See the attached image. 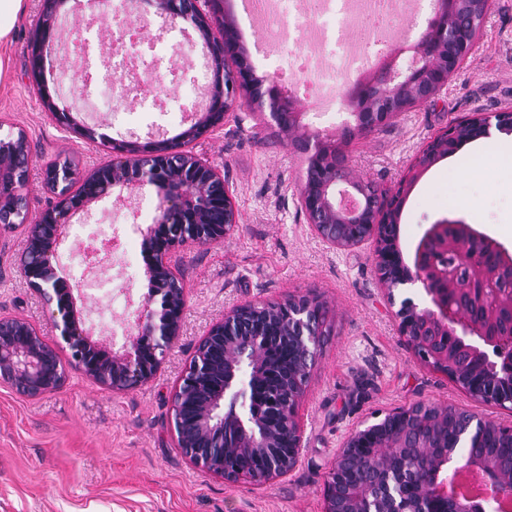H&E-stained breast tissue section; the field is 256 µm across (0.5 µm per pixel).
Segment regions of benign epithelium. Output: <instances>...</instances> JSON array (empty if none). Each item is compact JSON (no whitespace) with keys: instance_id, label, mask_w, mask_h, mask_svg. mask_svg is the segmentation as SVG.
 I'll use <instances>...</instances> for the list:
<instances>
[{"instance_id":"1","label":"benign epithelium","mask_w":512,"mask_h":512,"mask_svg":"<svg viewBox=\"0 0 512 512\" xmlns=\"http://www.w3.org/2000/svg\"><path fill=\"white\" fill-rule=\"evenodd\" d=\"M63 0H44L42 19L30 39V77L46 93V105L56 122L91 140L112 146V138L78 124L73 109L49 95L44 82V55ZM493 0H433L432 15L415 40H404L355 80L346 90L349 118L341 138L377 130L396 120L412 105L434 99L474 52L482 23ZM142 19L154 13L166 22L178 20L207 33L202 57L215 73H223L224 58L236 55L234 72L226 75L224 91L210 93L208 104L190 109L189 127L178 136L144 144L126 141L114 150L136 149V158L114 160L85 174L52 169L46 179L55 201L38 218L36 234L19 259L21 273L47 304H56L50 323L70 351L63 362L56 348L27 321L0 317V383L35 398L58 388L67 368L83 372L114 392L142 386L156 375L161 356L179 336L185 305L180 281L181 253L193 246L224 239L237 223V210L224 174L191 152L173 147L197 139L224 121L225 113L243 99L262 104L271 120L288 135L290 145L306 157L299 189L300 209L307 223L327 245L349 250L373 245L378 280L384 296L405 284L420 288L425 303L406 298L397 312L399 331L414 356L452 380L480 403L512 410V292L494 282L512 274V252L476 224L446 218L428 225L405 262L398 246L399 219L404 202L420 177L438 161L452 156L467 142L491 135V128L512 131V106L496 112H475L448 125L416 156L407 175L390 191L361 177L348 164L336 132L314 129L297 98L276 78L257 76L239 45L234 25L224 21L218 33L212 22L224 13V0H134ZM81 179L80 195L70 182ZM27 174L0 161V206L23 196ZM156 188V226L144 232L153 252L147 267L151 294L133 311L123 343L110 351L93 339V330L65 284L59 246L68 238L72 218L106 197L117 203ZM458 249L470 276L463 284L448 279V247ZM161 297V311L152 308ZM324 306L315 298L286 302H249L224 313L197 344L172 397L171 422L175 446L195 467L227 482L262 483L287 476L295 468L301 447L300 400L317 353ZM288 324L290 339L304 365L288 369L285 394L251 400V392L269 366L268 354L280 341L270 325ZM220 351L223 373L215 376L211 354ZM468 368L459 369V356ZM453 408L417 402L389 412L376 423L358 427L337 451L325 479L324 512H482L484 504L512 500V470L503 469L495 450L483 447L491 436L512 443V425L465 412L447 444L448 413ZM402 422L370 449L349 460L350 449L364 447L372 432L391 418ZM248 455L256 465L231 463L228 451ZM459 469L476 474L486 487L479 503L448 493V478ZM421 481L416 498L405 494L408 481Z\"/></svg>"}]
</instances>
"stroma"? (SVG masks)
Instances as JSON below:
<instances>
[{
	"label": "stroma",
	"mask_w": 512,
	"mask_h": 512,
	"mask_svg": "<svg viewBox=\"0 0 512 512\" xmlns=\"http://www.w3.org/2000/svg\"><path fill=\"white\" fill-rule=\"evenodd\" d=\"M41 0H25L0 79V137L24 131L30 145L25 190L31 216L52 202L43 184L50 161L73 159L78 168L103 166L108 149L57 124L29 75L28 45ZM432 13V0H404L386 20L395 39L417 38ZM101 19L66 0L45 60L49 85L60 86L81 122H103L113 139L174 137L202 84L199 69L162 77L151 99L91 108L99 91L84 86L81 44H98ZM512 105V0H496L475 52L435 99L413 105L390 125L355 137L344 150L363 177L393 188L426 143L449 123L474 112ZM224 173L238 222L223 242L189 249L181 266L185 306L181 333L156 377L140 388L115 393L77 371L57 390L36 398L0 383V512H323V484L337 450L356 426L382 419L417 401L453 405L508 425L512 410L474 401L449 378L422 365L399 332L394 306L384 298L371 244L336 250L323 243L300 210L298 187L305 157L272 126L268 115L241 105L224 123L185 145ZM156 190L118 206L92 203L93 218L120 225L118 255L132 253L134 274L109 272L105 290L81 289L95 336L111 344L121 331L129 301L151 292L149 252L143 233L156 216ZM456 218L481 229L512 251V132L463 144L430 168L407 198L399 248L410 257L424 228ZM22 230L0 229V317H18L55 343L43 298L21 275L15 259L25 249ZM318 298L326 311L320 352L300 407L299 462L286 478L263 485L230 483L195 468L174 446L171 399L197 342L225 310L249 301Z\"/></svg>",
	"instance_id": "obj_1"
}]
</instances>
